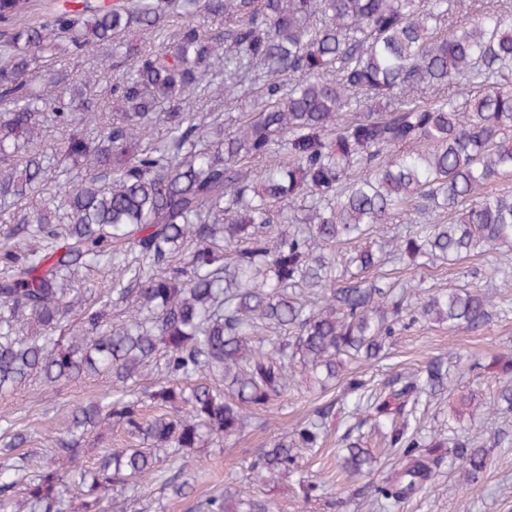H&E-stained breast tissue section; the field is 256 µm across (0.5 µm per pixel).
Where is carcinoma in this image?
Segmentation results:
<instances>
[{
  "instance_id": "1",
  "label": "carcinoma",
  "mask_w": 512,
  "mask_h": 512,
  "mask_svg": "<svg viewBox=\"0 0 512 512\" xmlns=\"http://www.w3.org/2000/svg\"><path fill=\"white\" fill-rule=\"evenodd\" d=\"M505 3L473 19L466 0H117L36 17L35 0H0V202L54 181L66 203L63 218L49 201L18 212L0 239V394L33 378L112 376L34 467L14 454L30 437L0 417V512H20L17 489L27 512H68L67 485L81 512H105L115 487L158 481L163 459L272 413L296 366L336 399L257 449L249 486L206 498L202 512H269L255 486L317 453L336 406L350 418L336 465L369 477L372 512H400L445 465L478 490L489 460L464 418L481 414L480 392H460L453 424L430 432L421 419L453 382L442 359L379 390L348 371L416 323L478 330L512 313L506 254L475 289L384 273L512 248V191L474 198L512 173ZM197 12L224 31L204 34ZM169 17L182 23L165 43ZM133 27L153 41L122 42ZM107 47L125 49L108 76L122 109L90 138L94 88L74 87L53 60ZM221 49L225 97L255 90L263 103L205 149L208 114L183 111L181 98L210 88L207 61ZM48 108L65 132L50 149ZM159 121L165 138L147 142ZM69 164L84 166L76 185L60 181ZM412 211L420 218L386 235L390 217ZM98 267L119 275L91 302L71 295L73 276ZM151 364L163 380L138 394L130 384ZM491 369L501 387L490 409L506 417L512 353L462 367L477 379ZM147 402L162 412L146 415ZM112 425L138 447L83 464L84 433ZM366 425L395 461L369 452Z\"/></svg>"
}]
</instances>
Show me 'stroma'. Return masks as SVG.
Wrapping results in <instances>:
<instances>
[{"label": "stroma", "instance_id": "1", "mask_svg": "<svg viewBox=\"0 0 512 512\" xmlns=\"http://www.w3.org/2000/svg\"><path fill=\"white\" fill-rule=\"evenodd\" d=\"M63 63L77 77L97 81L101 109L113 110L109 84L104 76L119 68L120 58L104 49L78 60L64 58ZM490 264V259L485 257L470 258L456 267L422 270L421 275L429 286L448 288L464 283L479 286L484 283ZM510 350L512 314L493 319L477 331L438 324L416 326L399 336L390 346L387 357L366 370L365 375L381 384L398 373L417 369L434 357L448 362L459 355L488 359ZM108 387L109 379L105 376L88 377L56 388L35 380L17 392L0 395V415L8 414L18 420L20 429L30 437L29 443L21 449L22 454L37 457L66 429L74 407L96 398ZM314 404L313 395H288L278 403L275 424L271 428L250 429L239 439L208 444L184 458L161 463L164 476L180 473L189 480L186 496H174L170 488L158 481L138 492L133 500H125L120 492L115 498L125 501L127 512H190L206 497L243 484L247 465L256 449L269 445L282 430L294 427L311 412ZM346 428L345 419L334 420L320 453L301 460L300 473L270 480L256 490V497L269 502L271 512H361L354 499L364 484L363 478L336 473L337 441ZM499 429L505 430L506 437L490 450V465L480 495L466 496L461 478L457 473L446 471L414 498L404 512H512V417L495 421L481 417L470 424L471 435L483 440ZM303 479L321 485L320 497L303 501L299 488Z\"/></svg>", "mask_w": 512, "mask_h": 512}]
</instances>
